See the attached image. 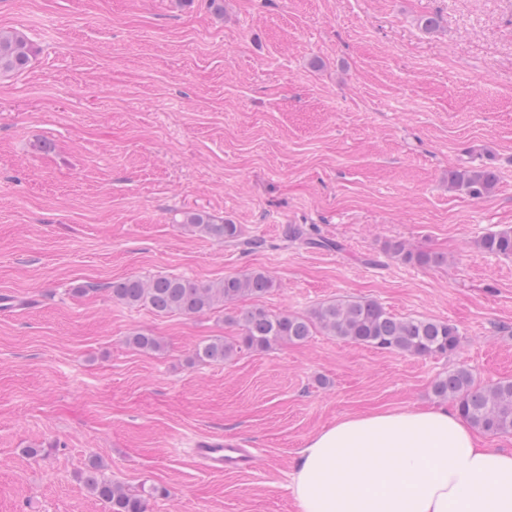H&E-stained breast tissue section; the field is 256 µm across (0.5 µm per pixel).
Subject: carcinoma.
I'll return each instance as SVG.
<instances>
[{"label": "carcinoma", "mask_w": 512, "mask_h": 512, "mask_svg": "<svg viewBox=\"0 0 512 512\" xmlns=\"http://www.w3.org/2000/svg\"><path fill=\"white\" fill-rule=\"evenodd\" d=\"M32 55V44L23 34L0 32V75L26 69ZM495 183L494 171L480 167L453 174L448 186L479 198L489 193ZM187 224L194 232L219 242L242 238L239 225L219 222L206 213L189 214ZM288 237L293 242L334 246L330 241L309 237L306 229L299 225L288 229ZM477 247L486 253L511 258L512 230L487 234L477 242ZM387 251L405 263L420 267H437L445 262L439 254L412 250L400 241L388 243ZM274 287L275 281L270 275L252 271L229 275L212 283L180 277H157L150 281L129 277L113 282L110 291L112 298L129 306L146 305L158 313L195 316L241 297L260 298ZM237 323L241 327L240 336L232 341L224 338L202 341L194 347L192 358L222 364L244 350H267L283 343L303 344L316 332L375 349L418 356H447L461 343L457 326L448 321L398 319L371 299L324 303L306 315L276 314L255 305L241 311ZM128 343L146 352L162 348L158 337L142 332L131 335ZM432 392L435 398L452 403L476 431L512 436V378L480 387L475 384L472 370L460 365L436 378ZM83 480L90 494L105 505L107 512H148L149 501L164 493L154 485L142 486L133 492L126 490L104 476L103 464L97 459L89 462Z\"/></svg>", "instance_id": "1"}]
</instances>
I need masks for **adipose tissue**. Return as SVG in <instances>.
Wrapping results in <instances>:
<instances>
[{"instance_id": "adipose-tissue-1", "label": "adipose tissue", "mask_w": 512, "mask_h": 512, "mask_svg": "<svg viewBox=\"0 0 512 512\" xmlns=\"http://www.w3.org/2000/svg\"><path fill=\"white\" fill-rule=\"evenodd\" d=\"M291 490L300 512H512V453L445 406L351 414L307 439Z\"/></svg>"}]
</instances>
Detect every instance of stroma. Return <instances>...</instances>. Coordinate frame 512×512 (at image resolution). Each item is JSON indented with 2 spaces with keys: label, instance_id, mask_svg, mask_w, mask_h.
Returning a JSON list of instances; mask_svg holds the SVG:
<instances>
[{
  "label": "stroma",
  "instance_id": "stroma-1",
  "mask_svg": "<svg viewBox=\"0 0 512 512\" xmlns=\"http://www.w3.org/2000/svg\"><path fill=\"white\" fill-rule=\"evenodd\" d=\"M0 30L36 50L0 78V512H104L82 483L94 457L164 487L149 512H298L315 432L438 406L434 379L459 365L482 386L512 377V258L474 246L512 228V0H0ZM482 165L491 193L449 190ZM191 212L263 245L199 236ZM294 224L332 248L289 242ZM390 241L446 262L402 263ZM251 270L274 289L199 316L108 291ZM361 298L455 324L458 351L319 333L191 359L237 336L241 309ZM209 438L253 449V469H200L190 449Z\"/></svg>",
  "mask_w": 512,
  "mask_h": 512
}]
</instances>
